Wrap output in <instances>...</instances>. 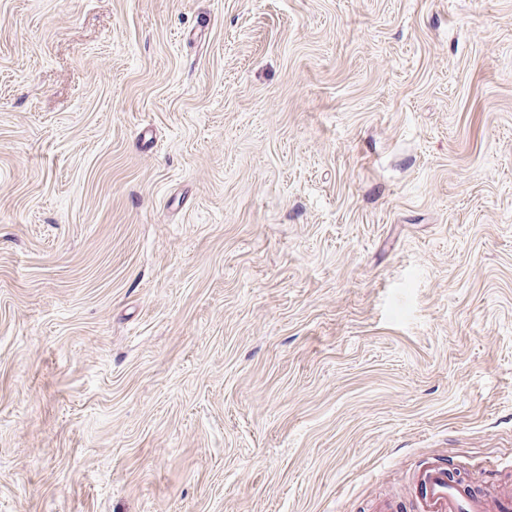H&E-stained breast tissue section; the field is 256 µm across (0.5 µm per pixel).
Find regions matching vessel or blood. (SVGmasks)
<instances>
[{"label": "vessel or blood", "mask_w": 512, "mask_h": 512, "mask_svg": "<svg viewBox=\"0 0 512 512\" xmlns=\"http://www.w3.org/2000/svg\"><path fill=\"white\" fill-rule=\"evenodd\" d=\"M374 512H512V491H477L474 480L450 477L439 461L426 460L412 476V499L403 503L386 495L376 500Z\"/></svg>", "instance_id": "b4317fda"}]
</instances>
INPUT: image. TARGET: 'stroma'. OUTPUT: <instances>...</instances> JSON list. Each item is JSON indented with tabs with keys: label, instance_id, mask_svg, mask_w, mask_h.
Listing matches in <instances>:
<instances>
[{
	"label": "stroma",
	"instance_id": "1",
	"mask_svg": "<svg viewBox=\"0 0 512 512\" xmlns=\"http://www.w3.org/2000/svg\"><path fill=\"white\" fill-rule=\"evenodd\" d=\"M512 485V0H0V512Z\"/></svg>",
	"mask_w": 512,
	"mask_h": 512
}]
</instances>
